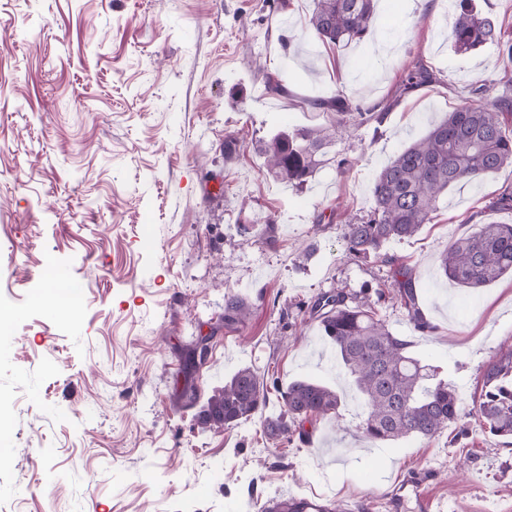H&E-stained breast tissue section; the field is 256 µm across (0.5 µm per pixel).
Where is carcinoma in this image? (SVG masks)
I'll list each match as a JSON object with an SVG mask.
<instances>
[{
    "mask_svg": "<svg viewBox=\"0 0 512 512\" xmlns=\"http://www.w3.org/2000/svg\"><path fill=\"white\" fill-rule=\"evenodd\" d=\"M314 2L310 28L320 40L338 46L363 40L377 11V0ZM452 42L461 54L497 45L506 65L512 64V43L504 40L501 30L481 14L473 0H459ZM435 81L436 74L417 63L408 70L400 90L407 92ZM473 94L483 102L465 103L449 112L423 138L381 168L373 185L370 215L346 225L349 254L365 259L380 255L382 262L394 264V257L381 254L383 246L417 235L430 223L448 186L477 183L512 165V121L507 118L512 113V95L496 92L491 83L478 85ZM323 105L337 112L336 124L278 133L261 145L259 152L276 180L303 185L312 179L346 117L355 118L359 125L371 120L380 123L384 118L382 112L352 111L340 93ZM440 268L448 280L466 288L482 287L512 274V224H484L478 232L456 239L441 256ZM395 275L391 299L405 309L415 330L423 334L433 331L418 304L410 272L401 267ZM310 313L362 398L360 428L368 439H431L458 420L461 399L455 387L439 378L437 369L411 354L410 342L389 329L375 304L357 302L351 294L334 290L318 296ZM248 314L249 306L242 299H228L225 321H242ZM267 393L258 372L243 367L208 398L200 415L212 427L232 428L254 417L266 405ZM281 399L284 411L267 423V430L288 442L296 434L301 442H307L305 433L295 432L293 426L313 416L335 413L340 403L336 391L310 379L292 381ZM475 415L489 434L512 439L511 346L486 365Z\"/></svg>",
    "mask_w": 512,
    "mask_h": 512,
    "instance_id": "carcinoma-1",
    "label": "carcinoma"
}]
</instances>
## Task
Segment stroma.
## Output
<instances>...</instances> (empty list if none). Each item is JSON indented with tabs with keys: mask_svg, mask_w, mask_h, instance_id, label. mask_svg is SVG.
<instances>
[{
	"mask_svg": "<svg viewBox=\"0 0 512 512\" xmlns=\"http://www.w3.org/2000/svg\"><path fill=\"white\" fill-rule=\"evenodd\" d=\"M313 0H0V512H258L265 500L324 495L340 512H512V444L473 406L486 364L512 344V276L472 290L439 257L512 211L488 204L512 166L449 187L417 236L384 250L412 271L434 330L388 301L379 314L438 367L462 400L431 439L373 443L332 345L310 316L333 288L393 289V266L349 255L344 229L368 216L376 172L471 98L512 80L496 46L460 55L448 0H380L363 42L307 27ZM442 84L401 93L410 65ZM278 80L282 92L266 89ZM343 93L386 106L351 126L301 186L269 175L258 152L282 130L328 126ZM237 138V158L224 141ZM274 243H267V235ZM81 286L70 318L42 301L45 273ZM248 303L224 323L228 297ZM209 356L191 368L198 337ZM268 401L247 422L202 425V403L239 368ZM336 389L335 413L304 420L307 442L268 437L291 381ZM196 389L197 402L183 393Z\"/></svg>",
	"mask_w": 512,
	"mask_h": 512,
	"instance_id": "1",
	"label": "stroma"
}]
</instances>
